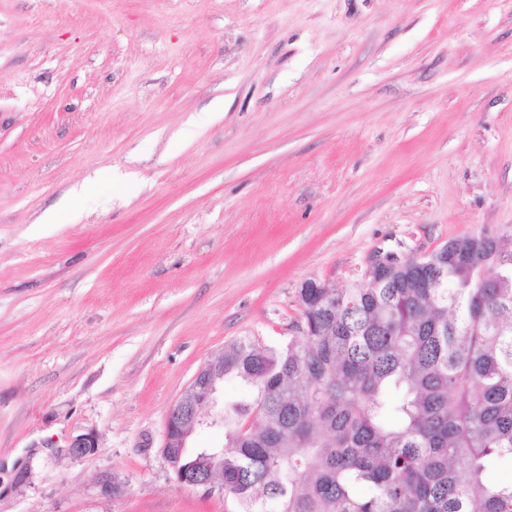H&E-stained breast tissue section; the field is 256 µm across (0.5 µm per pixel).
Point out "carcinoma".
<instances>
[{
	"label": "carcinoma",
	"instance_id": "obj_1",
	"mask_svg": "<svg viewBox=\"0 0 512 512\" xmlns=\"http://www.w3.org/2000/svg\"><path fill=\"white\" fill-rule=\"evenodd\" d=\"M302 298L287 344L215 360L251 391L224 407L228 512H512V229Z\"/></svg>",
	"mask_w": 512,
	"mask_h": 512
}]
</instances>
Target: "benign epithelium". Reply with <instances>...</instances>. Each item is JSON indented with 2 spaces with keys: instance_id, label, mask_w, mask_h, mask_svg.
Returning <instances> with one entry per match:
<instances>
[{
  "instance_id": "1",
  "label": "benign epithelium",
  "mask_w": 512,
  "mask_h": 512,
  "mask_svg": "<svg viewBox=\"0 0 512 512\" xmlns=\"http://www.w3.org/2000/svg\"><path fill=\"white\" fill-rule=\"evenodd\" d=\"M404 260L390 254L387 256L374 255L367 262V275H382L389 267L402 264ZM224 385V377L214 372V364L205 363L195 374L185 394L172 406L164 431L163 447L181 448L190 447V438L195 428L203 425L197 420V410L214 409L208 425L224 424V411L217 409L219 393ZM97 448L96 437L91 434H80L73 437L68 445V453L75 458H83L95 452ZM193 469L184 470L181 482L186 487L203 488L212 492L215 488L211 474L214 471V459L217 453L197 452Z\"/></svg>"
}]
</instances>
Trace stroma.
<instances>
[{
	"mask_svg": "<svg viewBox=\"0 0 512 512\" xmlns=\"http://www.w3.org/2000/svg\"><path fill=\"white\" fill-rule=\"evenodd\" d=\"M510 227L512 0H0V512H225L162 453L198 369Z\"/></svg>",
	"mask_w": 512,
	"mask_h": 512,
	"instance_id": "stroma-1",
	"label": "stroma"
}]
</instances>
